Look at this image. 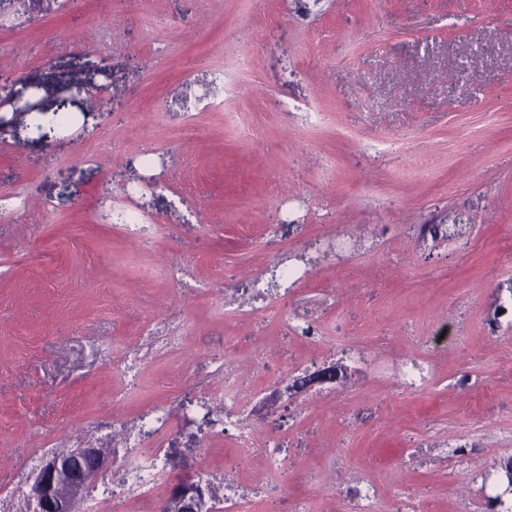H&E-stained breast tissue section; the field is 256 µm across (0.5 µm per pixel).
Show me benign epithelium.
<instances>
[{
    "instance_id": "1",
    "label": "benign epithelium",
    "mask_w": 512,
    "mask_h": 512,
    "mask_svg": "<svg viewBox=\"0 0 512 512\" xmlns=\"http://www.w3.org/2000/svg\"><path fill=\"white\" fill-rule=\"evenodd\" d=\"M15 84L12 77L0 75V90L6 92V103L25 112L39 111L38 104L24 102L22 96L14 94ZM105 466V456L93 445L49 457L32 471L27 482L30 512H80ZM160 512H214V507L202 483L184 477L174 482Z\"/></svg>"
}]
</instances>
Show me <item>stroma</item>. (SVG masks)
Returning <instances> with one entry per match:
<instances>
[{"label": "stroma", "mask_w": 512, "mask_h": 512, "mask_svg": "<svg viewBox=\"0 0 512 512\" xmlns=\"http://www.w3.org/2000/svg\"><path fill=\"white\" fill-rule=\"evenodd\" d=\"M1 73L40 109L0 111V488L43 441L101 447L169 404L143 442L170 478L255 490L226 512H353L367 486L382 512H502L512 0H11ZM129 205L149 247L112 221ZM228 370L248 403L218 432L197 384ZM245 429L282 472L240 459ZM102 476L131 512L169 493Z\"/></svg>", "instance_id": "obj_1"}]
</instances>
